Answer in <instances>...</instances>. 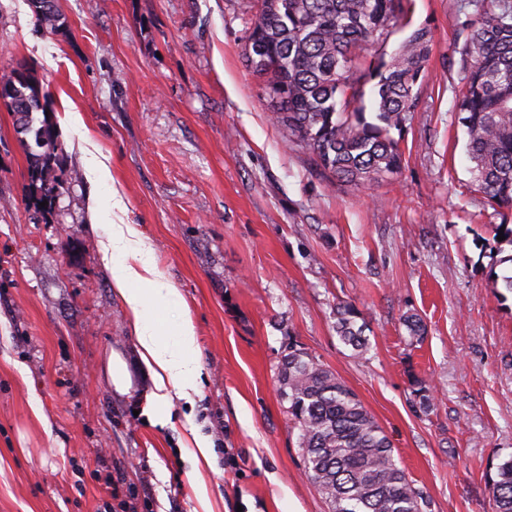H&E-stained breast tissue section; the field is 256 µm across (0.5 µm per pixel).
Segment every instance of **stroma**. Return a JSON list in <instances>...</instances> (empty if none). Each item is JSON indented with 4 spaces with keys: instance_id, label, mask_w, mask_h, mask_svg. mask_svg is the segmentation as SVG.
<instances>
[{
    "instance_id": "obj_1",
    "label": "stroma",
    "mask_w": 512,
    "mask_h": 512,
    "mask_svg": "<svg viewBox=\"0 0 512 512\" xmlns=\"http://www.w3.org/2000/svg\"><path fill=\"white\" fill-rule=\"evenodd\" d=\"M254 2L58 0L62 35L30 0H0V74L34 73L78 174L52 219L36 213L0 109V512H122L112 479L136 512H202L201 482L214 512H330L279 392L292 342L358 395L428 512H492L512 458V244L472 188L454 110L457 0H414L434 43L405 165L367 188L331 183L271 120L244 55ZM116 194L181 297L159 325L196 327L200 384L170 406L144 403L153 383L101 261ZM340 304L365 326L363 354L336 334ZM197 434L212 466H193Z\"/></svg>"
}]
</instances>
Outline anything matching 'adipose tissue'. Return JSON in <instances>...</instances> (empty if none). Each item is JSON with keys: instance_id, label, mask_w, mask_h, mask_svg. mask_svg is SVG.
Segmentation results:
<instances>
[{"instance_id": "obj_1", "label": "adipose tissue", "mask_w": 512, "mask_h": 512, "mask_svg": "<svg viewBox=\"0 0 512 512\" xmlns=\"http://www.w3.org/2000/svg\"><path fill=\"white\" fill-rule=\"evenodd\" d=\"M101 254L110 268L113 288L131 312L139 362L154 384L153 399L186 397L198 386L196 331L188 318L170 331L158 326L156 308L179 303L180 297L158 271L150 242L136 225L115 223Z\"/></svg>"}]
</instances>
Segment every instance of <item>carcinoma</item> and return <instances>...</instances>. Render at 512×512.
I'll list each match as a JSON object with an SVG mask.
<instances>
[{"label": "carcinoma", "instance_id": "obj_1", "mask_svg": "<svg viewBox=\"0 0 512 512\" xmlns=\"http://www.w3.org/2000/svg\"><path fill=\"white\" fill-rule=\"evenodd\" d=\"M39 25L67 21L55 0H30ZM465 20L455 112L465 128L475 190L512 211V0H462ZM403 34L398 47L387 40ZM246 48L265 84L267 110L291 146L355 187L400 173L401 132L417 110L434 35L413 21L411 0H257ZM26 155L30 204L43 215L68 189L53 114L26 67L0 75ZM42 118H36V114ZM48 205L41 207L39 203ZM351 305L336 334L356 354L368 345ZM280 390L297 430L307 478L331 512H426L427 499L398 465L392 443L358 396L315 356L288 345ZM493 512H512V458L489 487Z\"/></svg>", "mask_w": 512, "mask_h": 512}]
</instances>
